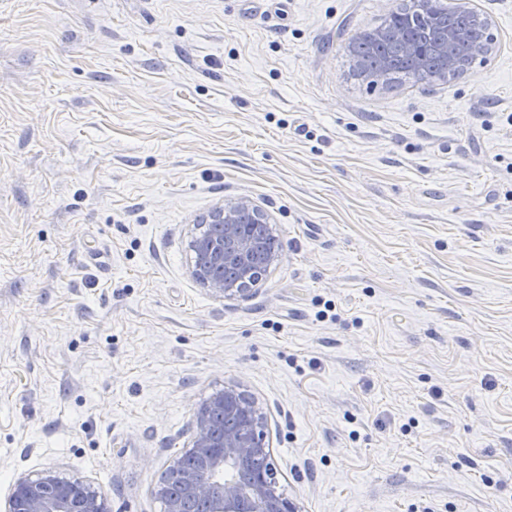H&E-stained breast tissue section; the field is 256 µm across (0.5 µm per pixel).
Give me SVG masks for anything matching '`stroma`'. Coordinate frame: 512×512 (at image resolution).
Listing matches in <instances>:
<instances>
[{"label": "stroma", "mask_w": 512, "mask_h": 512, "mask_svg": "<svg viewBox=\"0 0 512 512\" xmlns=\"http://www.w3.org/2000/svg\"><path fill=\"white\" fill-rule=\"evenodd\" d=\"M398 0H0V503L51 468L110 512L237 385L300 512H512V0L464 76L368 85ZM240 196L283 244L189 274ZM193 224H206L203 233L211 230V224H219L224 230L219 238L195 235L190 241L194 257L190 274L215 298L244 296L258 284L259 267L269 269L281 261L282 254L269 250L262 256L265 266L256 263V242L244 224H271L269 214L247 196L216 204L207 214L197 217ZM269 239L282 249V242L271 227L264 229ZM224 267L236 271L234 280H224Z\"/></svg>", "instance_id": "35a3bbf8"}]
</instances>
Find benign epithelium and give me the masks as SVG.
Segmentation results:
<instances>
[{"label":"benign epithelium","mask_w":512,"mask_h":512,"mask_svg":"<svg viewBox=\"0 0 512 512\" xmlns=\"http://www.w3.org/2000/svg\"><path fill=\"white\" fill-rule=\"evenodd\" d=\"M484 33L478 40L444 19L443 39L435 51L443 71L452 76L466 74L472 63L486 51L491 21L477 15ZM379 38L400 44L404 53L415 57L419 46L400 29L383 28ZM196 224H218V238L195 235L190 241L194 257L190 274L215 298L244 296L261 278L256 263V242L246 224H268L269 214L247 196L213 206ZM262 419L255 403L234 385L215 393L196 412L186 457L197 460L194 468L171 470V479L181 487L179 497L168 495L160 485L157 494L167 497V512H184L185 500L206 504L208 512H299L297 506L279 493L275 476L262 475L250 481L236 472L260 454L269 452ZM4 512H109L107 499L79 478H65L53 469L36 477L21 476L10 486Z\"/></svg>","instance_id":"7a95c632"}]
</instances>
